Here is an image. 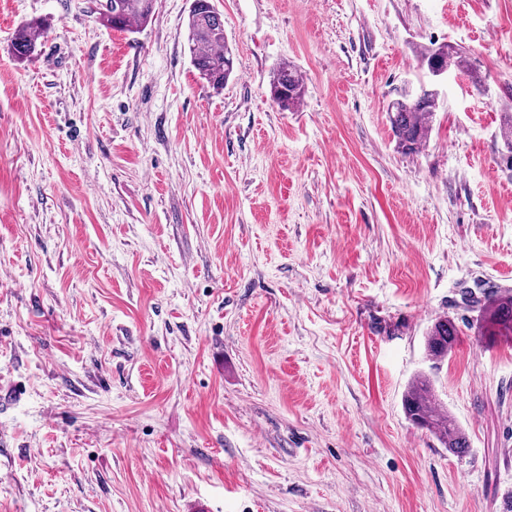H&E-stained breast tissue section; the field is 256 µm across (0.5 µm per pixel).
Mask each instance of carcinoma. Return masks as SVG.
Listing matches in <instances>:
<instances>
[{
  "label": "carcinoma",
  "mask_w": 512,
  "mask_h": 512,
  "mask_svg": "<svg viewBox=\"0 0 512 512\" xmlns=\"http://www.w3.org/2000/svg\"><path fill=\"white\" fill-rule=\"evenodd\" d=\"M155 0H101L99 14L104 21L120 30L142 27L151 19ZM45 32L41 20H33L17 30L12 42L13 54L31 56ZM187 41L191 62L199 78L216 90L224 89L234 71L233 52L224 36V17L210 0H192L187 18ZM427 68L469 71L465 57L439 48L424 55ZM271 97L276 104L290 110L302 99L303 78L291 66L275 70L270 79ZM436 109V93L423 97L403 96L388 112L393 139L397 148L413 154L422 147L431 132L430 118ZM483 329L489 336L512 333V295L495 297L482 309ZM459 334L454 320L436 321L425 336L426 358L441 361L452 352ZM406 417L413 425L428 430L449 452L463 456L469 442L455 419L437 403L430 377L420 372L409 382L402 399Z\"/></svg>",
  "instance_id": "obj_1"
}]
</instances>
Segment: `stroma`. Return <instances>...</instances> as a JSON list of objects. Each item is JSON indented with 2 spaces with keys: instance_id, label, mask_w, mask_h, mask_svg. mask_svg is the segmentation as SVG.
<instances>
[{
  "instance_id": "35a3bbf8",
  "label": "stroma",
  "mask_w": 512,
  "mask_h": 512,
  "mask_svg": "<svg viewBox=\"0 0 512 512\" xmlns=\"http://www.w3.org/2000/svg\"><path fill=\"white\" fill-rule=\"evenodd\" d=\"M213 3L220 91L191 0L133 31L0 0V512H502L512 335L479 303L512 292V0ZM438 48L483 88L431 75ZM423 88L405 154L387 106ZM421 371L465 456L406 418ZM211 0H192L187 18L191 62L199 78L223 90L234 71L233 52L224 36V17ZM45 24L41 20H32L17 30L11 44L13 54L19 58L31 56L37 45V41L45 32ZM424 62H426L429 71L430 69H439L448 72L451 68H456L460 72L470 73L472 79L476 80L478 78L475 76L476 73L474 74V72L469 70L466 57L458 55L455 51H450L448 49L445 50L442 48L434 51H428L424 55ZM270 87L273 101L282 110H290L302 99L303 78L291 66L283 65L272 73ZM282 101H286L284 107L281 104ZM436 95L433 91L421 98L405 95L392 111L388 105L390 127L398 149L413 154L426 143L431 132L430 118L436 109ZM459 334L454 320L443 318L436 321L425 336L426 358L430 361H441L452 352Z\"/></svg>"
}]
</instances>
